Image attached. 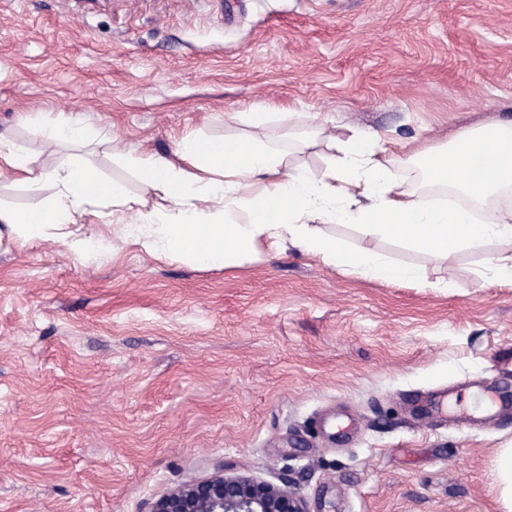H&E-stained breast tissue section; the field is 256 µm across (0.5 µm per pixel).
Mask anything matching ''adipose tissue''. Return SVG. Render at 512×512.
I'll return each mask as SVG.
<instances>
[{"label":"adipose tissue","instance_id":"adipose-tissue-1","mask_svg":"<svg viewBox=\"0 0 512 512\" xmlns=\"http://www.w3.org/2000/svg\"><path fill=\"white\" fill-rule=\"evenodd\" d=\"M176 154L172 160L147 152L139 159L145 182L172 203L160 211L75 157H62L48 170L1 147L0 178L12 172L32 188L50 181L58 191L39 208H0V240L59 242L79 257H94L96 238L72 225L85 204L103 201L122 218L124 238L198 267H229L268 239L292 242L346 274L426 283L422 268L321 234L315 226L320 220L355 224L362 235L387 236L448 264L463 248L493 245L486 267L512 285V206L493 203L512 192V119L461 128L448 144L410 156L409 167L426 184L453 189L466 198L463 206L429 205L403 190L391 169L396 154L382 136L349 137L341 157L318 177L290 168L278 147L255 139L189 136ZM260 180L269 187L258 194Z\"/></svg>","mask_w":512,"mask_h":512}]
</instances>
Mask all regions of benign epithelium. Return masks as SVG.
<instances>
[{
    "instance_id": "7a95c632",
    "label": "benign epithelium",
    "mask_w": 512,
    "mask_h": 512,
    "mask_svg": "<svg viewBox=\"0 0 512 512\" xmlns=\"http://www.w3.org/2000/svg\"><path fill=\"white\" fill-rule=\"evenodd\" d=\"M150 512H305L288 486L243 475L190 480L158 498Z\"/></svg>"
}]
</instances>
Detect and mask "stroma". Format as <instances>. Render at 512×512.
Segmentation results:
<instances>
[{"label": "stroma", "mask_w": 512, "mask_h": 512, "mask_svg": "<svg viewBox=\"0 0 512 512\" xmlns=\"http://www.w3.org/2000/svg\"><path fill=\"white\" fill-rule=\"evenodd\" d=\"M278 120L247 127L256 106ZM512 118V0H0V142L45 169L90 164L163 206L131 150L281 141L331 121L438 145ZM90 137L44 150L42 125ZM0 181V206L45 205ZM90 261L0 249V512H149L189 480L254 476L307 512H503L512 446V286L351 224L324 234L425 268L429 283L341 273L266 240L199 268L119 236ZM494 480L501 490L505 512L512 511V448H501L494 463Z\"/></svg>", "instance_id": "obj_1"}]
</instances>
